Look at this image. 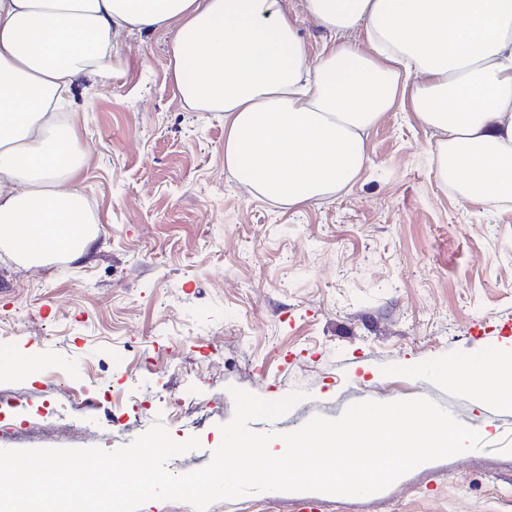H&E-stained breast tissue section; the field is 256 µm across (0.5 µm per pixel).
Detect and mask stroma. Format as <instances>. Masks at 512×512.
Here are the masks:
<instances>
[{"instance_id": "35a3bbf8", "label": "stroma", "mask_w": 512, "mask_h": 512, "mask_svg": "<svg viewBox=\"0 0 512 512\" xmlns=\"http://www.w3.org/2000/svg\"><path fill=\"white\" fill-rule=\"evenodd\" d=\"M172 31H120L110 79L78 80L69 118L94 220L84 259L30 265L0 251V448L129 444L162 421L173 474L200 469L235 411L233 390L287 413V433L352 404L428 398L484 446L354 497L267 491L207 512H512V406L455 367L512 349V205L485 210L438 178L437 136L407 112L372 129L343 195L302 206L255 196L224 167V115L187 108ZM84 389L88 401L71 402ZM187 406L174 416L173 405Z\"/></svg>"}]
</instances>
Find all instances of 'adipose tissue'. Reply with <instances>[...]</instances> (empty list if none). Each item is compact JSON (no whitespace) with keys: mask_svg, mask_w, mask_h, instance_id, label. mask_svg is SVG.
Instances as JSON below:
<instances>
[{"mask_svg":"<svg viewBox=\"0 0 512 512\" xmlns=\"http://www.w3.org/2000/svg\"><path fill=\"white\" fill-rule=\"evenodd\" d=\"M333 41L309 62L282 0H0V240L25 255L82 257L89 214L70 124L57 113L78 77L104 81L116 31H174L184 104L224 115V166L288 206L343 194L369 161L370 131L403 108L439 136V176L469 202L512 203V0H303ZM360 29L363 42L347 39ZM512 350L491 374L512 404Z\"/></svg>","mask_w":512,"mask_h":512,"instance_id":"obj_1","label":"adipose tissue"}]
</instances>
